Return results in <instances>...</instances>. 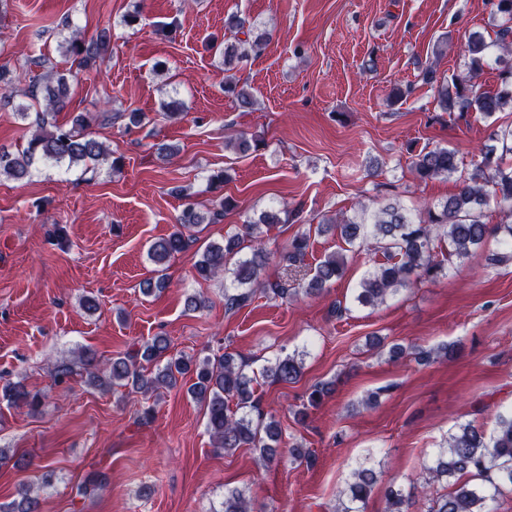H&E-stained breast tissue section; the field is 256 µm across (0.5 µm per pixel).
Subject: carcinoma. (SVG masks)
I'll use <instances>...</instances> for the list:
<instances>
[{"label": "carcinoma", "instance_id": "cac0c4a2", "mask_svg": "<svg viewBox=\"0 0 512 512\" xmlns=\"http://www.w3.org/2000/svg\"><path fill=\"white\" fill-rule=\"evenodd\" d=\"M224 29L230 37L224 40V91L237 100L239 107L253 110L256 99L245 85L239 84L233 71L244 61L261 52L265 46V33L257 31L251 23L233 14L224 20ZM66 54L80 70L91 69L100 63L109 46L106 32L86 39L77 30L65 39ZM503 55H512V27L500 30L496 41L488 44L481 36L469 43L472 61L479 63L490 46ZM503 88L497 92L484 91L470 81L441 84L438 107L443 112L454 110L464 113L475 111L485 118L492 117L506 106H512V66L500 73ZM71 86L66 76L48 75L44 82L29 91L36 107L32 124L35 132L27 146L15 152L0 149V176L21 181L28 178L37 160L48 163L68 162L78 166L85 161H98L108 152L104 145L88 132L91 122L112 125L126 119L128 124H142L141 112H103L99 115L79 113L71 123L58 125L49 120L54 113L64 110L69 102ZM501 152L490 148L484 153L474 171L461 177L458 191L444 201L425 208L416 217L396 201H388L376 211L363 207L353 216L341 215L330 224L318 225V231L336 228L341 240L353 249L366 247L382 250L384 261L365 272L361 278L355 302L361 306L376 307L388 296L416 282L433 281L443 275L445 263L456 258L463 260L479 249L485 240L500 232L512 238V225H490L484 222L485 209L490 203L512 212V129L500 135ZM411 167L422 181L448 177L459 172L457 152L446 147H423L412 156ZM238 207L237 201L225 196L206 213L189 205L177 219L178 228L169 236L154 242L149 250L157 265L165 264L174 254L187 250L196 241L191 230L207 222L216 224L224 213ZM282 222L277 211H265L254 221L243 225L242 233L209 244L195 264L199 278L208 280L220 273L231 277L234 292H224V306L238 311L247 306L258 289L268 290L281 299L303 293L307 296L322 293L331 284L343 278L348 267V256L343 252L327 255L313 269L310 277L296 284L286 281L268 282L261 279L267 254L261 244V226L270 227ZM310 246V236H295L280 254L281 263L288 269L304 265ZM250 249L249 255L240 253ZM171 342L164 335H156L135 348L119 353L99 367L96 355L86 351L81 363L60 360L52 373L59 383L86 373L87 382L95 388L110 390L128 388L146 395L160 387L174 388L179 379L191 376L188 392L206 408L207 428L217 449L226 452L237 448H253L258 462L268 466L280 455L282 432L274 417L266 418L259 400L251 387L252 378L245 372L234 355L225 353L215 360H192L170 354ZM394 360L409 355L427 361L433 351L392 344L388 348ZM301 365L293 356L279 358L266 370V376L279 383L296 381ZM0 402L10 407H25L36 413L43 405L39 392L27 389L19 382H6L0 386ZM40 476L35 485L19 490L18 498L0 503V512H40L41 493L57 481L50 464L39 466ZM430 479H454L452 489L433 502L428 512H489L488 501L501 489L512 487V417L502 418L496 431L486 435L471 424H461L448 437L447 446L440 449L426 466ZM464 475L477 479L473 483L461 480ZM377 483L374 468L362 466L354 472L348 486V499L364 504ZM414 489L407 491L389 487L386 492L388 512H409ZM221 512H249L244 494L233 490L224 495Z\"/></svg>", "mask_w": 512, "mask_h": 512}]
</instances>
